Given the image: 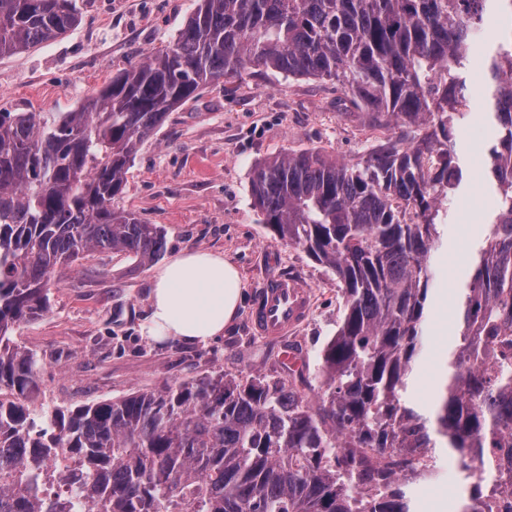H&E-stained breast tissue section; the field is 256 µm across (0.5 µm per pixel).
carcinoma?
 Listing matches in <instances>:
<instances>
[{
	"label": "carcinoma",
	"instance_id": "cac0c4a2",
	"mask_svg": "<svg viewBox=\"0 0 512 512\" xmlns=\"http://www.w3.org/2000/svg\"><path fill=\"white\" fill-rule=\"evenodd\" d=\"M483 55L497 200L467 284L448 380L407 401L442 206L463 170L455 131ZM75 0H0V58L78 25ZM336 82L395 135L353 165L279 153L251 174L281 241L336 276L344 314L320 350L324 389L222 368L70 407L36 405L42 359L14 336L49 311L73 264L100 251L145 267L166 232L116 205L143 140L204 85L252 68ZM447 448L474 479L460 512L512 492V0H198L176 40L73 112H0V512H412ZM388 463H382L383 459Z\"/></svg>",
	"mask_w": 512,
	"mask_h": 512
}]
</instances>
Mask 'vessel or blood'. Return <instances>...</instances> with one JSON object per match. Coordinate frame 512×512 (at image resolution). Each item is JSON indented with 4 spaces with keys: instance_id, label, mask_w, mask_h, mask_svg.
Returning a JSON list of instances; mask_svg holds the SVG:
<instances>
[{
    "instance_id": "obj_1",
    "label": "vessel or blood",
    "mask_w": 512,
    "mask_h": 512,
    "mask_svg": "<svg viewBox=\"0 0 512 512\" xmlns=\"http://www.w3.org/2000/svg\"><path fill=\"white\" fill-rule=\"evenodd\" d=\"M253 322L261 335L282 336L299 324L309 307L307 291L297 282L268 279L259 289Z\"/></svg>"
}]
</instances>
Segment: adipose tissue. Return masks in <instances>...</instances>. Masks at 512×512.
<instances>
[{"label":"adipose tissue","mask_w":512,"mask_h":512,"mask_svg":"<svg viewBox=\"0 0 512 512\" xmlns=\"http://www.w3.org/2000/svg\"><path fill=\"white\" fill-rule=\"evenodd\" d=\"M242 295L241 276L223 254L181 253L153 277L142 333L157 342L207 344L232 323Z\"/></svg>","instance_id":"1"}]
</instances>
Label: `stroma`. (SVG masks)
Returning a JSON list of instances; mask_svg holds the SVG:
<instances>
[{
	"label": "stroma",
	"instance_id": "1",
	"mask_svg": "<svg viewBox=\"0 0 512 512\" xmlns=\"http://www.w3.org/2000/svg\"><path fill=\"white\" fill-rule=\"evenodd\" d=\"M81 21L62 37L0 59V112H70L119 71L172 43L196 0H77ZM467 116L455 133L464 182L440 227L433 254L435 289L427 301L425 346L407 396L428 406L439 360L460 336L459 290L489 231L494 192L485 176V146L494 136L481 71L468 72ZM335 84L246 72L200 88L169 113L140 146L126 175L121 206L167 231V254L222 252L239 270L243 304L222 337L202 346L158 343L143 335L153 268L97 252L53 289L49 311L16 332L44 365L38 392L48 406L102 400L155 388L222 367L225 373L287 376L281 361L303 360L300 392L322 391L317 356L343 316L336 277L296 246L273 237L253 207L256 164L288 150L317 149L349 164L382 140L362 112L342 109ZM270 277L298 282L311 296L304 321L285 336L260 335L252 307ZM470 482L455 457L436 454V475L412 491L414 512H460Z\"/></svg>",
	"mask_w": 512,
	"mask_h": 512
}]
</instances>
